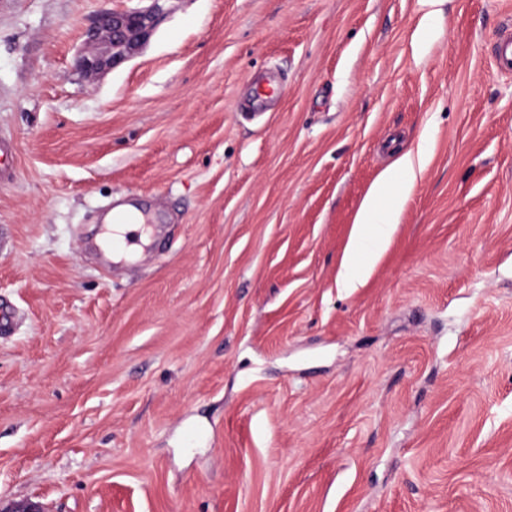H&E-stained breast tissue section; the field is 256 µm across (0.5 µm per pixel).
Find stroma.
I'll list each match as a JSON object with an SVG mask.
<instances>
[{
	"label": "stroma",
	"instance_id": "obj_1",
	"mask_svg": "<svg viewBox=\"0 0 512 512\" xmlns=\"http://www.w3.org/2000/svg\"><path fill=\"white\" fill-rule=\"evenodd\" d=\"M148 5L0 0V506L512 512V0H165L122 66L74 68ZM120 203L152 234L115 262ZM150 1L151 6L143 9L100 12L89 32L91 47L77 54L75 69L92 76L127 62L149 41L156 28L162 10L160 2L165 0ZM416 180L415 165L410 155L402 157L395 167L380 173L369 188L355 216L350 241L342 262L343 272L339 284L341 288H357L387 245L400 213L401 204L406 201ZM400 189L396 202L386 203V199L395 185ZM367 232H371L374 247L368 261H360V246Z\"/></svg>",
	"mask_w": 512,
	"mask_h": 512
}]
</instances>
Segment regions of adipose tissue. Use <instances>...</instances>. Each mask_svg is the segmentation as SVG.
Wrapping results in <instances>:
<instances>
[{"label": "adipose tissue", "instance_id": "ef3b65f1", "mask_svg": "<svg viewBox=\"0 0 512 512\" xmlns=\"http://www.w3.org/2000/svg\"><path fill=\"white\" fill-rule=\"evenodd\" d=\"M416 180L414 161L404 156L397 166L385 169L369 188L355 216L350 241L342 262L339 284L356 287L369 271V262L360 258V246L365 234H372V256H379L387 245L398 222L400 204L408 199Z\"/></svg>", "mask_w": 512, "mask_h": 512}]
</instances>
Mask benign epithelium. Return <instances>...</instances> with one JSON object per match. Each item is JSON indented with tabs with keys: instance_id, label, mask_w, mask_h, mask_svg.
Wrapping results in <instances>:
<instances>
[{
	"instance_id": "obj_1",
	"label": "benign epithelium",
	"mask_w": 512,
	"mask_h": 512,
	"mask_svg": "<svg viewBox=\"0 0 512 512\" xmlns=\"http://www.w3.org/2000/svg\"><path fill=\"white\" fill-rule=\"evenodd\" d=\"M160 2L151 0V6L143 9L100 12L89 32L91 47L77 54L75 69L92 76L127 62L152 36L162 10Z\"/></svg>"
}]
</instances>
